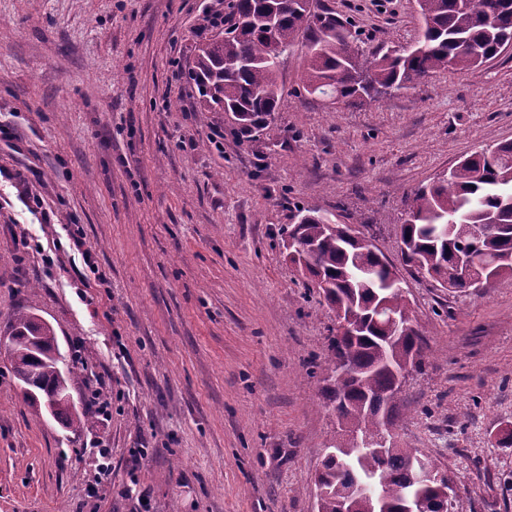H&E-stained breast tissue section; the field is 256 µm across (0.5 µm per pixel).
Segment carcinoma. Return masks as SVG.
<instances>
[{"instance_id": "obj_1", "label": "carcinoma", "mask_w": 512, "mask_h": 512, "mask_svg": "<svg viewBox=\"0 0 512 512\" xmlns=\"http://www.w3.org/2000/svg\"><path fill=\"white\" fill-rule=\"evenodd\" d=\"M418 6L423 34L416 46L365 57L353 52L345 23L317 0H229L224 36L198 47L191 71L202 110L235 113L244 134L262 129L282 94L281 57L300 42L308 47L304 90L349 105L404 89L431 71L479 67L512 44V0H418ZM408 215L412 221L401 225L410 251L405 262L414 258L426 273L450 281L457 261L476 252L487 265L486 282L512 276V143L476 152L418 189ZM469 224L492 230L473 238L466 234ZM284 234L308 248V271L321 277L327 305L344 310L356 325L354 335L331 339L324 407L365 433L378 430L385 418L394 424L396 375L419 370L422 353V335L396 270L383 255L336 234L323 215L303 214ZM364 267L377 269L375 276H359ZM381 300L408 332L393 336L373 321ZM9 341L12 372L35 393L32 407L78 378L52 327L36 317L17 313ZM52 416L66 429L80 428L66 401L55 402ZM329 451L338 456L323 459L316 471L317 512H409L417 497L430 512L444 508L443 486L416 477L419 456L429 469L441 466L418 448L368 452L344 441Z\"/></svg>"}]
</instances>
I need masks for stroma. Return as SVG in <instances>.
Returning a JSON list of instances; mask_svg holds the SVG:
<instances>
[{
  "label": "stroma",
  "mask_w": 512,
  "mask_h": 512,
  "mask_svg": "<svg viewBox=\"0 0 512 512\" xmlns=\"http://www.w3.org/2000/svg\"><path fill=\"white\" fill-rule=\"evenodd\" d=\"M225 3L0 0V338L21 311L49 323L85 421L35 413L0 341V512H141L132 485L150 512H317L336 315L285 257L302 210L400 268L426 345L398 445L449 472L454 512H512V446L495 441L512 426V277L460 292L400 253L414 190L512 142V50L348 106L304 91L298 44L248 135L201 112L189 77ZM320 3L367 55L421 33L416 0ZM98 448L112 473L93 495Z\"/></svg>",
  "instance_id": "35a3bbf8"
}]
</instances>
